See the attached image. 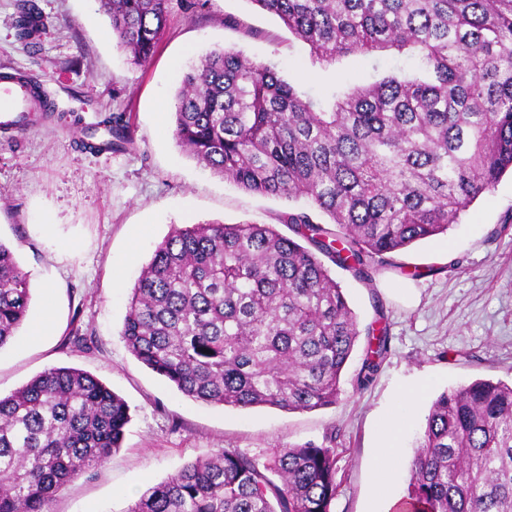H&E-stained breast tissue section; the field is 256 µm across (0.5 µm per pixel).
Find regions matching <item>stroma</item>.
Returning <instances> with one entry per match:
<instances>
[{
	"label": "stroma",
	"mask_w": 512,
	"mask_h": 512,
	"mask_svg": "<svg viewBox=\"0 0 512 512\" xmlns=\"http://www.w3.org/2000/svg\"><path fill=\"white\" fill-rule=\"evenodd\" d=\"M36 2L52 24L33 49L16 35L17 0H0V72L38 75L68 118L47 119L39 130L0 143V241L29 276L31 315L41 313L44 291L52 289L55 330L36 345L18 333L0 349V394L47 368L72 366L123 397L131 415L121 448L65 487L54 512H126L146 489L197 458L225 448L261 458L306 441L338 454L332 512H380L386 498L404 497L433 399L478 379H512V174L447 234L394 254L395 269L381 270L372 285L333 269L360 328L386 329L387 351L372 382H356L364 358L358 346L332 406L285 412L191 400L137 361L120 336L140 270L172 228L273 224L289 203L238 188L178 146L171 109L187 66L232 48L322 98L387 75H413L416 59L391 51L321 66L252 0H170L157 50L139 65L117 47L97 0ZM112 112L131 113L132 145L118 153L83 150V132ZM74 331L92 338L91 348L69 343ZM406 400L411 420L398 440L399 463L391 479L374 482L369 460Z\"/></svg>",
	"instance_id": "1"
}]
</instances>
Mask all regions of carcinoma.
I'll use <instances>...</instances> for the list:
<instances>
[{"mask_svg":"<svg viewBox=\"0 0 512 512\" xmlns=\"http://www.w3.org/2000/svg\"><path fill=\"white\" fill-rule=\"evenodd\" d=\"M169 0H99L135 64L155 53ZM332 64L347 54L417 53L421 76L333 93L327 105L233 49L182 79L173 135L240 189L296 200L272 224H185L132 288L121 336L183 395L210 405L308 411L336 403L360 336L324 260L372 281L375 262L448 232L512 170V0H250ZM48 17L22 0L17 35L36 46ZM85 149L123 151L131 114L113 112ZM327 221H317L316 215ZM31 287L0 242V349L29 317ZM386 349L368 330L359 385ZM130 421L90 373L51 367L0 396V512H53L68 483L119 450ZM335 449L236 448L197 459L127 512H332ZM406 512H512V382L476 380L432 403L410 465Z\"/></svg>","mask_w":512,"mask_h":512,"instance_id":"1","label":"carcinoma"}]
</instances>
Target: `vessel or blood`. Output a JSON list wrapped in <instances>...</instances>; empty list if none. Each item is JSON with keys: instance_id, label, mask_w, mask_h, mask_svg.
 Here are the masks:
<instances>
[{"instance_id": "1", "label": "vessel or blood", "mask_w": 512, "mask_h": 512, "mask_svg": "<svg viewBox=\"0 0 512 512\" xmlns=\"http://www.w3.org/2000/svg\"><path fill=\"white\" fill-rule=\"evenodd\" d=\"M42 110L33 74H0V126L9 128L15 136L27 135L35 131L37 125L33 122L24 123V116H32L41 113Z\"/></svg>"}]
</instances>
